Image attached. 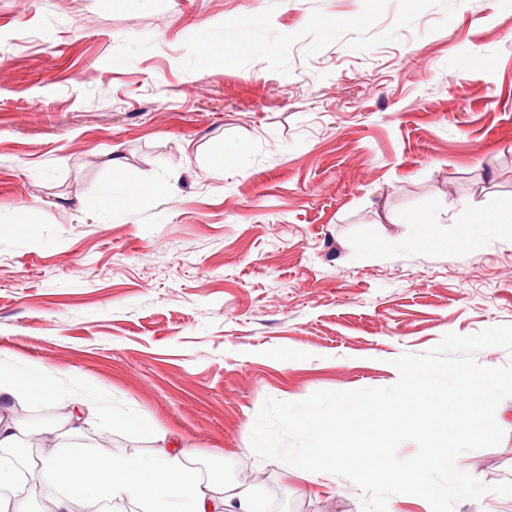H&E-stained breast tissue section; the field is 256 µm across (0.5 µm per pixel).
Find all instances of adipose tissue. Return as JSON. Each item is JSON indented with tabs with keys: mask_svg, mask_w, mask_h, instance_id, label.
<instances>
[{
	"mask_svg": "<svg viewBox=\"0 0 512 512\" xmlns=\"http://www.w3.org/2000/svg\"><path fill=\"white\" fill-rule=\"evenodd\" d=\"M51 388L40 369H0V400L23 396L45 400ZM185 451L157 448L149 458L113 455L101 460L75 451L65 456L51 452L39 457L36 469L50 490L52 512H72L74 506L118 499L143 503L145 512H256L246 491L215 500L207 496L183 460Z\"/></svg>",
	"mask_w": 512,
	"mask_h": 512,
	"instance_id": "1",
	"label": "adipose tissue"
}]
</instances>
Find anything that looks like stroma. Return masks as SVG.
<instances>
[{"label": "stroma", "mask_w": 512, "mask_h": 512, "mask_svg": "<svg viewBox=\"0 0 512 512\" xmlns=\"http://www.w3.org/2000/svg\"><path fill=\"white\" fill-rule=\"evenodd\" d=\"M510 199L512 0H0V221L33 215L0 233V363L52 387L0 412L41 432L85 398L148 423L95 420L97 457L163 436L262 512H362L259 458L256 414L512 324V232L481 221ZM456 465L489 491L454 512H512L511 427Z\"/></svg>", "instance_id": "stroma-1"}]
</instances>
